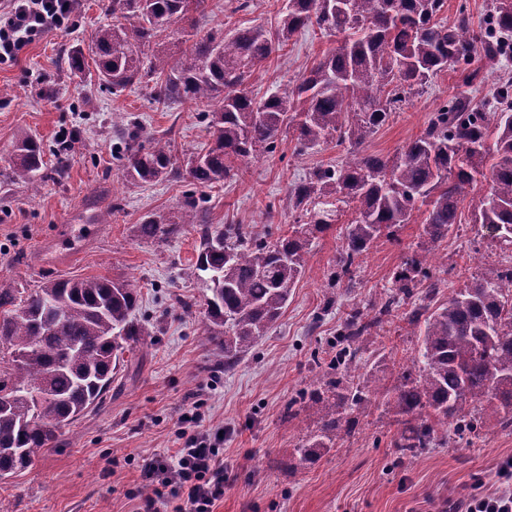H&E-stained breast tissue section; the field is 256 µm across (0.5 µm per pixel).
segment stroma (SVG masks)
<instances>
[{"label":"stroma","instance_id":"obj_1","mask_svg":"<svg viewBox=\"0 0 512 512\" xmlns=\"http://www.w3.org/2000/svg\"><path fill=\"white\" fill-rule=\"evenodd\" d=\"M283 0H204L200 31L263 27L275 31ZM77 14L63 29L26 45L0 63V281L33 288L58 278L126 280L140 293L139 317L154 325L136 351L125 354L103 403L62 430L56 447L0 481V512H138L150 485L143 461L178 448L184 414L196 411L210 431H223L224 498L214 512H450L462 498H481L502 487L499 470L512 461V428L500 425L494 406L479 403L478 436L453 439L417 454L397 448L401 426L393 413L351 411L355 426L311 461L299 450L317 434L321 415L304 404L296 417L287 405L322 379L348 313L389 292L405 257L432 262L438 301L486 269L512 263V243L473 223L487 190L468 186L459 222L429 240L420 221L402 225L397 242L380 239L361 258L352 283L329 287L327 277L343 254L347 206L331 227L316 234L305 272L280 318L232 368L203 331L209 295L195 262L193 229L167 239L141 237L152 213L177 217L189 188L186 175L153 185L126 182L112 148L130 120L145 132L167 134L178 157L209 142L208 121L188 102L156 103L140 85L112 94L94 69L71 74L64 57L89 44L110 23L103 0H76ZM338 32L302 29L258 66L248 81L256 98L295 83L343 41ZM457 71L434 75L393 112L361 146L365 155L395 159L425 130L432 112L450 100ZM40 138L47 166L35 185L8 180L11 157L24 134ZM349 144L298 153L282 133L274 153L239 162V171L208 190L200 220L215 227L252 228L265 240L287 233L301 216L292 186L316 168L339 165ZM420 347L419 330L405 314L362 337L358 375H371L381 394L394 392L397 376Z\"/></svg>","mask_w":512,"mask_h":512}]
</instances>
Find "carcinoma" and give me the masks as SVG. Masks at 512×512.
<instances>
[{"label":"carcinoma","instance_id":"obj_1","mask_svg":"<svg viewBox=\"0 0 512 512\" xmlns=\"http://www.w3.org/2000/svg\"><path fill=\"white\" fill-rule=\"evenodd\" d=\"M191 2L110 0L112 22L96 30L88 47L69 51L67 68L82 73L90 58L99 81L114 92L152 82L157 102L219 101L208 123L213 146L186 161L197 189L232 176L236 161L273 151L285 125L295 124L302 150L330 140L357 146L414 87L450 66L463 75L459 94L432 114L423 134L396 161L355 156L295 184L294 207L304 208L308 221L272 243L240 227L214 230L199 223L193 192L185 196L180 221L153 215L139 225L147 239L176 235L184 224L198 226L196 269L217 276L206 300L204 330L224 348V364L252 348L287 306L313 234L328 229L335 216L333 209H307L317 197L334 194L338 203L356 204L333 284L351 275L355 261L381 234L395 240V228L423 206L425 233L433 240L447 236L464 190L480 178L488 189L474 207L473 223L512 240V96L503 90L501 107L494 110L472 96L474 81L503 53L499 35L512 33V0H494L490 24L478 31L462 8L454 21L440 20L445 0H335L330 10L325 0H287L273 34L251 28L227 37L216 29L190 46L171 36L144 56L142 47L187 19ZM314 24L345 33L344 43L294 86L253 98L247 83L254 68ZM130 126L128 140L113 147L125 160L127 181L152 184L178 171L169 139L154 137L145 148L138 143L141 125ZM42 168L41 142L23 135L15 148L14 179L32 183ZM432 278L420 259L408 256L372 312L349 313L339 333L346 346L333 362L336 376L309 394L322 406V425L300 449L303 458L352 431L346 405L373 404L372 379L344 383L357 342L389 322L403 301L421 291L433 299ZM138 305L137 288L106 278L52 280L36 288L0 282V341L11 349V360H0V479L27 468L56 446L64 425L102 403L124 354L153 335L136 317ZM408 320L419 327L421 344L413 362L417 373L403 372L394 397L385 402L403 425L396 447L427 448L438 426L459 436L476 432L478 420L468 409L473 402L510 413L502 425L512 427V266L489 269L438 306L412 309ZM30 390L43 393L40 404L28 399Z\"/></svg>","mask_w":512,"mask_h":512}]
</instances>
